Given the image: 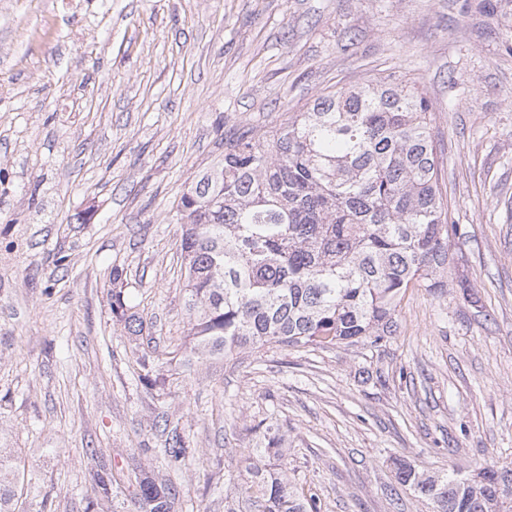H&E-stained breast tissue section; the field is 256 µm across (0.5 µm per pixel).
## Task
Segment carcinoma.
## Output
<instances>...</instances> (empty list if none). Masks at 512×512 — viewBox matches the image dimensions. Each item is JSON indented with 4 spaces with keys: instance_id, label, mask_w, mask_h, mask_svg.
I'll return each instance as SVG.
<instances>
[{
    "instance_id": "cac0c4a2",
    "label": "carcinoma",
    "mask_w": 512,
    "mask_h": 512,
    "mask_svg": "<svg viewBox=\"0 0 512 512\" xmlns=\"http://www.w3.org/2000/svg\"><path fill=\"white\" fill-rule=\"evenodd\" d=\"M424 93L394 75L318 96L270 132L230 140L215 168L180 198L188 364L265 347L377 345L398 329L411 288H444L450 264L438 149ZM112 294V314L130 334L143 321ZM278 453L280 430L262 433ZM170 466L190 453L172 431ZM247 471L260 512H318L315 498L256 462ZM20 465L0 456V512H14ZM397 480L434 512H512V469L420 473L398 463ZM133 512H177L180 490L136 479Z\"/></svg>"
}]
</instances>
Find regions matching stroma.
Returning a JSON list of instances; mask_svg holds the SVG:
<instances>
[{
	"mask_svg": "<svg viewBox=\"0 0 512 512\" xmlns=\"http://www.w3.org/2000/svg\"><path fill=\"white\" fill-rule=\"evenodd\" d=\"M479 0H0V454L16 512H109L135 475L182 512H251L244 459L320 512H433L394 477L512 468V11ZM396 71L431 105L452 259L380 346L172 363L183 192L247 131ZM122 287L144 322L112 314ZM148 366H141L143 352ZM162 369L152 389L144 368ZM189 439L167 467L166 429ZM96 456H89V449ZM11 474L12 479L6 481ZM19 474L20 465L17 462L0 456V512H15L13 505L19 491Z\"/></svg>",
	"mask_w": 512,
	"mask_h": 512,
	"instance_id": "1",
	"label": "stroma"
}]
</instances>
